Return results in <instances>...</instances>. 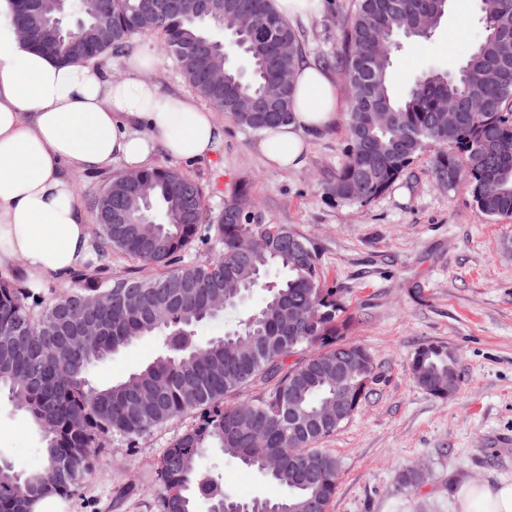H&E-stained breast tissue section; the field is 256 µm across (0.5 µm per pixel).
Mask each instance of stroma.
I'll use <instances>...</instances> for the list:
<instances>
[{
	"mask_svg": "<svg viewBox=\"0 0 512 512\" xmlns=\"http://www.w3.org/2000/svg\"><path fill=\"white\" fill-rule=\"evenodd\" d=\"M355 0H325L313 16L293 19L306 59L321 63L342 49ZM480 0H448V11L425 44L402 43L392 56L396 90L433 66L451 72L480 32ZM156 65L151 79L174 95H193L163 38L143 37ZM336 123L312 135L304 164L271 167L259 133L224 120V145L209 162L182 164L200 186L208 213L246 184L267 224H286L319 246L328 287L341 291L353 318L347 338L372 355L378 380L358 411L322 446L337 459L340 479L328 512H456L454 483L512 481V219L492 220L475 206L472 189L449 188L434 176L427 148L386 192L365 204L336 199L326 189L347 144L344 85L336 87ZM447 346L457 359L458 387L445 399L409 375L419 348ZM159 344L142 339L92 371L94 383L128 376L150 361ZM182 418L137 443L112 437L95 472L67 512H161L154 463L187 425ZM44 462L39 429L26 412L0 398V464L31 472ZM203 466L224 476L241 500L276 498L282 490L257 471L208 449ZM421 469L423 481L400 476Z\"/></svg>",
	"mask_w": 512,
	"mask_h": 512,
	"instance_id": "obj_1",
	"label": "stroma"
}]
</instances>
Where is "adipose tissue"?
Here are the masks:
<instances>
[{
	"mask_svg": "<svg viewBox=\"0 0 512 512\" xmlns=\"http://www.w3.org/2000/svg\"><path fill=\"white\" fill-rule=\"evenodd\" d=\"M16 0H0V270L22 261L36 280L61 281L90 249L88 215L69 169L113 163L139 170L159 152L186 163L213 158L224 125L193 98L145 79L155 57L141 44L121 55L122 78L89 62L62 64L35 52L14 27ZM292 122L262 131L258 147L279 168L303 165L311 134L337 118L326 69L296 68ZM458 512H512V482H459Z\"/></svg>",
	"mask_w": 512,
	"mask_h": 512,
	"instance_id": "obj_1",
	"label": "adipose tissue"
}]
</instances>
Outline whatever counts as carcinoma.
Instances as JSON below:
<instances>
[{"instance_id":"1","label":"carcinoma","mask_w":512,"mask_h":512,"mask_svg":"<svg viewBox=\"0 0 512 512\" xmlns=\"http://www.w3.org/2000/svg\"><path fill=\"white\" fill-rule=\"evenodd\" d=\"M165 14L151 0H71L80 23L66 25L59 0H17L15 24L50 31L30 47L62 63L117 53L134 36L158 33L174 58L205 43L200 65L180 63L185 80L213 107L254 132L289 122L235 109L243 97L289 100L302 58L299 35L279 17L272 0H249L252 20L235 35L250 70L242 74L215 31L233 29L231 12L200 15L197 0H175ZM386 0H356L335 67L347 90V145L328 192L347 203H367L382 194L428 146L436 149L433 172L448 187L466 181L486 217L512 218V63L501 68L504 33L497 16L483 13L476 44L455 72L427 68L395 94L391 50L397 37L428 38L448 10V0H406L404 11L386 12ZM293 45L285 57L273 44ZM461 101L465 119L448 125L444 107ZM136 186L116 173L91 199L92 247L99 264L85 266L76 286L50 300L0 276V392L29 413L42 433L45 462L26 473L0 465V512H34L48 497H67L96 468L99 449L111 437L131 441L187 414L196 421L176 436L157 461L165 490L163 512H194V497L215 504L213 512H324L336 494V457L318 447L349 420L376 381L375 363L361 345L344 340L351 318L342 316L340 290L327 288L315 243L285 224H264L254 213L247 188L238 185L224 200V214L206 218L198 184L175 166L139 170ZM123 223H109L110 210ZM214 231V254L206 261L182 255L202 229ZM140 264L138 273L112 275V254ZM142 287L133 300L128 287ZM266 291L262 304L238 328L206 344L196 327L244 303L253 290ZM92 317L101 322L95 350L77 331ZM163 337L156 356L127 377L106 386L90 382L98 363L149 337ZM349 354L352 369L334 385L322 367ZM301 358L289 363L296 355ZM413 380L446 398L442 378L457 375L455 355L442 345L418 348L408 363ZM246 388L257 394L239 399ZM344 396L348 416L331 412ZM255 469L285 492L275 501L241 502L224 491V477L203 468L213 445ZM321 455L319 479L306 480L288 465V454Z\"/></svg>"}]
</instances>
